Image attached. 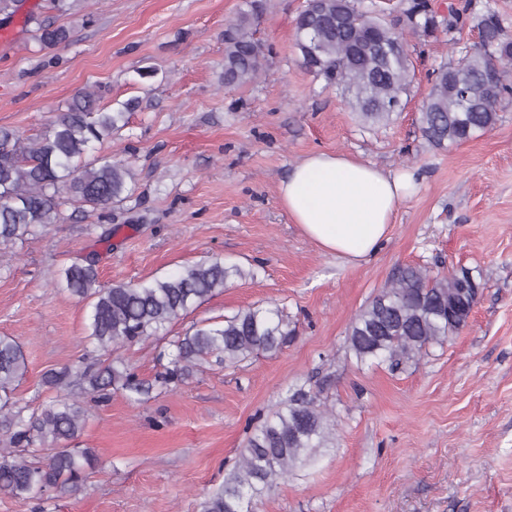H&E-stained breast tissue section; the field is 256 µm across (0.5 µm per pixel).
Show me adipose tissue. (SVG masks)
Returning <instances> with one entry per match:
<instances>
[{
	"label": "adipose tissue",
	"instance_id": "ef3b65f1",
	"mask_svg": "<svg viewBox=\"0 0 512 512\" xmlns=\"http://www.w3.org/2000/svg\"><path fill=\"white\" fill-rule=\"evenodd\" d=\"M414 189L411 175L316 151L302 158L279 184L278 199L306 237L357 265L374 256L388 239L400 204Z\"/></svg>",
	"mask_w": 512,
	"mask_h": 512
}]
</instances>
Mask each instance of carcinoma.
I'll list each match as a JSON object with an SVG mask.
<instances>
[{
	"instance_id": "carcinoma-1",
	"label": "carcinoma",
	"mask_w": 512,
	"mask_h": 512,
	"mask_svg": "<svg viewBox=\"0 0 512 512\" xmlns=\"http://www.w3.org/2000/svg\"><path fill=\"white\" fill-rule=\"evenodd\" d=\"M266 10L267 0H243L237 15L226 23L224 86L243 88L266 72V48L256 38ZM24 25L44 48L70 41L68 27L39 13L26 14ZM294 25L302 66L339 90L358 118L372 125L389 123L408 104L415 66L406 35L424 41L443 33L449 44L456 45L465 26L476 29L477 43L432 71L418 129L435 148L458 145L493 128L499 107L512 94V27L505 25L492 0L478 14L472 12L470 0L450 2L446 16L439 14L433 0H400L395 19L388 18L376 0L368 5L364 0H304ZM139 105L137 98L115 108L103 105L98 92L81 89L35 139L0 127V246L7 248L40 228L60 223L64 197L96 210L132 198L136 178L129 161L110 154L91 162L87 157L125 128ZM248 276L241 267L211 257L177 275L104 288L96 262L89 258L64 268L57 286L89 302L85 341L94 351L110 355L184 319L231 280ZM479 289L467 270L432 276L407 265L356 315L348 331V352L360 363H386L392 369L416 363L427 347L444 344L467 326ZM293 334L277 307L241 309L224 318L221 326L195 325L173 341L170 367L155 384L178 386L207 356L237 365L259 352L275 353ZM26 372L20 343L0 336V430L9 435V447L0 448V494L22 501L46 492L72 496L86 470L95 467L97 455L91 448L60 447L76 440L85 422L83 402L70 391L80 389L104 400L119 389L147 394L152 385L138 380L117 360L96 369L50 370L42 385L60 395L26 416V407L11 400L15 383ZM335 422L313 388L301 385L288 392L248 427L237 465L203 502L202 512H252L258 496L305 466L316 449L327 447ZM18 448H32L45 457L31 462L16 453Z\"/></svg>"
}]
</instances>
